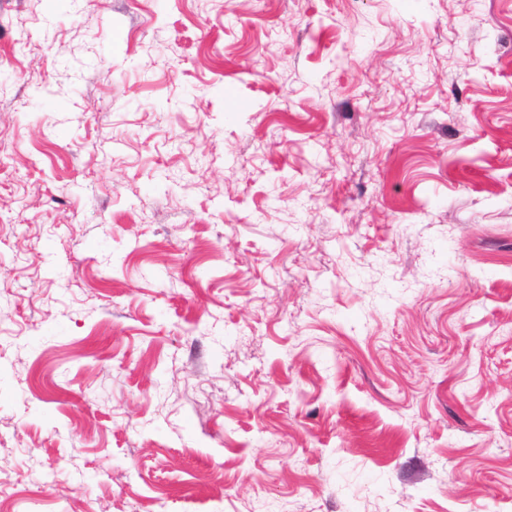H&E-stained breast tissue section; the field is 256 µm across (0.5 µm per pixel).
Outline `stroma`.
<instances>
[{
	"mask_svg": "<svg viewBox=\"0 0 512 512\" xmlns=\"http://www.w3.org/2000/svg\"><path fill=\"white\" fill-rule=\"evenodd\" d=\"M7 512H512V0H0Z\"/></svg>",
	"mask_w": 512,
	"mask_h": 512,
	"instance_id": "1",
	"label": "stroma"
}]
</instances>
